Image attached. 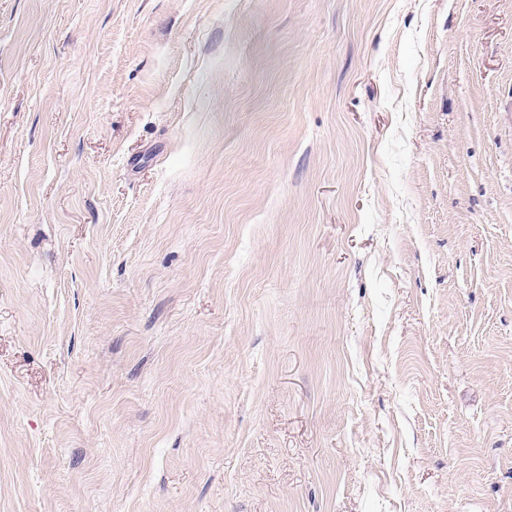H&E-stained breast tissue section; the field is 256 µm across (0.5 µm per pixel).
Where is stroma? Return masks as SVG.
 Listing matches in <instances>:
<instances>
[{
	"instance_id": "35a3bbf8",
	"label": "stroma",
	"mask_w": 512,
	"mask_h": 512,
	"mask_svg": "<svg viewBox=\"0 0 512 512\" xmlns=\"http://www.w3.org/2000/svg\"><path fill=\"white\" fill-rule=\"evenodd\" d=\"M0 512H512V0H0Z\"/></svg>"
}]
</instances>
